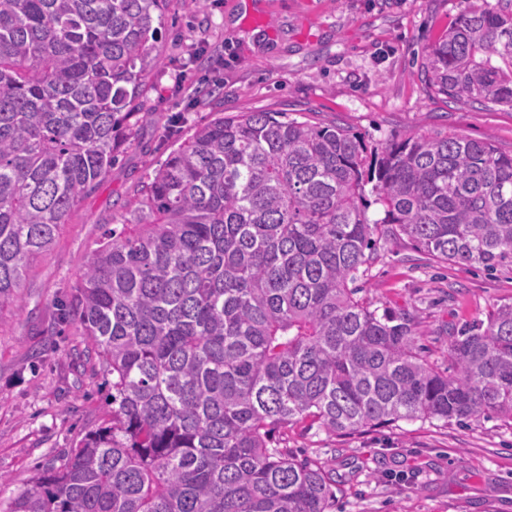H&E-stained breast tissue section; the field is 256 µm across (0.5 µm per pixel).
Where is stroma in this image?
I'll use <instances>...</instances> for the list:
<instances>
[{
  "mask_svg": "<svg viewBox=\"0 0 512 512\" xmlns=\"http://www.w3.org/2000/svg\"><path fill=\"white\" fill-rule=\"evenodd\" d=\"M496 0H210L186 13L168 0L154 25L159 59L146 111L124 139L103 185L73 210L53 249L34 263L21 306L0 309V512L109 418L105 377L82 358L87 339L58 319L96 249L104 225L119 224L135 185L196 127L217 113L282 112L336 123L373 146L448 130L492 136L512 153V108L449 100L429 88L423 55L471 10ZM212 92L200 94L203 82ZM358 284L378 313L409 314L416 340L439 371L448 369L449 331L512 304V264L487 272L418 249L407 237H380ZM281 447L327 464L334 512H512V425L493 415L463 425L403 422L338 436L302 422L280 430Z\"/></svg>",
  "mask_w": 512,
  "mask_h": 512,
  "instance_id": "stroma-1",
  "label": "stroma"
}]
</instances>
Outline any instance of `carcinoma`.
<instances>
[{"label":"carcinoma","instance_id":"1","mask_svg":"<svg viewBox=\"0 0 512 512\" xmlns=\"http://www.w3.org/2000/svg\"><path fill=\"white\" fill-rule=\"evenodd\" d=\"M167 2L0 0V308L112 168ZM423 69L440 95L512 108V0L463 16ZM380 233L461 267L512 263V154L452 131L377 150L273 112L195 129L62 308L112 376V418L4 512H332L330 469L276 430L512 422V304L456 328L437 371L409 316L349 287Z\"/></svg>","mask_w":512,"mask_h":512}]
</instances>
